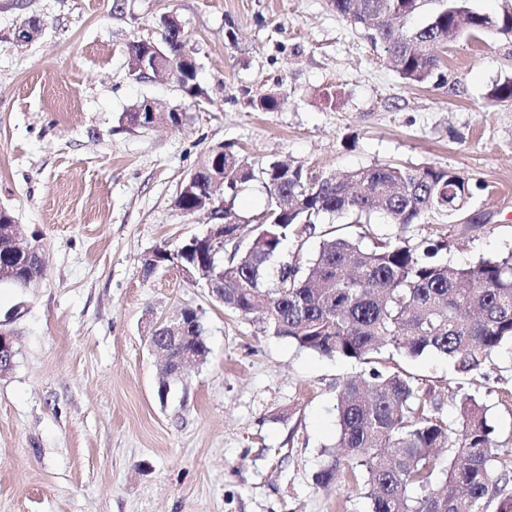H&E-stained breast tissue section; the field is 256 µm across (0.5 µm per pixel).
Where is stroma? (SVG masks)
<instances>
[{"label":"stroma","mask_w":512,"mask_h":512,"mask_svg":"<svg viewBox=\"0 0 512 512\" xmlns=\"http://www.w3.org/2000/svg\"><path fill=\"white\" fill-rule=\"evenodd\" d=\"M181 21L207 96L165 77L136 81L123 47ZM38 36L14 42L25 19ZM426 84L383 62L331 0H0V209L39 231V287L0 286L15 366L0 378V512H370L347 471L316 477L338 439L340 383L357 363L298 348L258 315L224 310L170 265L142 259L204 232L181 213V183L211 147L230 144L254 169L303 165L309 177L375 164H431L465 177L460 221L405 227L381 215L367 241H445L457 267L512 253V103L487 93L512 76V36L460 35ZM276 92L277 111L252 97ZM149 97L187 115L177 128L125 125ZM199 311L209 355L166 400L152 321ZM432 391L444 419L475 395L512 457V351L477 380L427 352L384 360Z\"/></svg>","instance_id":"stroma-1"}]
</instances>
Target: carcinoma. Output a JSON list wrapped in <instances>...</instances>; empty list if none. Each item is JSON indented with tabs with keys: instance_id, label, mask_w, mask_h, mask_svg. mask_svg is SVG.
I'll list each match as a JSON object with an SVG mask.
<instances>
[{
	"instance_id": "cac0c4a2",
	"label": "carcinoma",
	"mask_w": 512,
	"mask_h": 512,
	"mask_svg": "<svg viewBox=\"0 0 512 512\" xmlns=\"http://www.w3.org/2000/svg\"><path fill=\"white\" fill-rule=\"evenodd\" d=\"M421 27L403 30L429 4ZM468 0H332L336 14L364 29L407 84L428 82L438 70L437 48L464 32L484 34V13ZM161 38L177 60L186 48L180 27ZM512 102V77L488 92ZM197 172L198 188L224 176V234L249 238L227 260L205 258L212 297L241 316L262 315L269 332L325 357L353 360L369 370L345 379L338 391L336 453L317 476L329 484L347 470L365 490L371 512H512L508 472L498 470V441L484 405L473 395L460 399L457 418L436 414L430 394L400 371L376 367L391 351L407 357L424 352L445 356L456 373L476 375L488 356L512 343V254L450 268L435 260L444 241L412 247L398 240L363 245V233L322 232L307 267L282 263L271 273L284 242L300 224L316 226L323 216L349 215L367 224L382 213L391 223H419L434 213L452 220L466 206L469 179L432 165L378 164L341 177L310 179L300 165L273 162L261 171L270 201L255 224L242 219L234 201L255 171L232 146L224 161ZM0 263L18 280H37L44 269L30 257L0 252ZM186 348L206 358L205 326L192 315ZM447 458L438 455V449Z\"/></svg>"
}]
</instances>
